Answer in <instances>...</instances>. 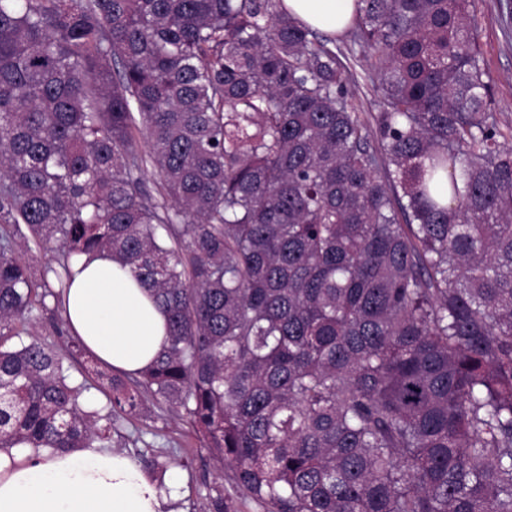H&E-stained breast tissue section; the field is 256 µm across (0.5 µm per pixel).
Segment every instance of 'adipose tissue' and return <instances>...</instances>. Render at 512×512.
Here are the masks:
<instances>
[{
  "mask_svg": "<svg viewBox=\"0 0 512 512\" xmlns=\"http://www.w3.org/2000/svg\"><path fill=\"white\" fill-rule=\"evenodd\" d=\"M355 0H282L313 29L347 27ZM62 311L74 336L104 364L134 373L150 366L167 344V318L130 268L94 253L70 265ZM142 467L103 448H0V512H175Z\"/></svg>",
  "mask_w": 512,
  "mask_h": 512,
  "instance_id": "ef3b65f1",
  "label": "adipose tissue"
}]
</instances>
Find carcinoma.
Returning <instances> with one entry per match:
<instances>
[{"label": "carcinoma", "mask_w": 512, "mask_h": 512, "mask_svg": "<svg viewBox=\"0 0 512 512\" xmlns=\"http://www.w3.org/2000/svg\"><path fill=\"white\" fill-rule=\"evenodd\" d=\"M472 3L356 0L365 114L282 0H0V448L104 447L150 396L264 512H512V126ZM97 251L168 328L104 416L9 345Z\"/></svg>", "instance_id": "obj_1"}]
</instances>
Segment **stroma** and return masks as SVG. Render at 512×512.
<instances>
[{"label":"stroma","instance_id":"1","mask_svg":"<svg viewBox=\"0 0 512 512\" xmlns=\"http://www.w3.org/2000/svg\"><path fill=\"white\" fill-rule=\"evenodd\" d=\"M508 12L512 13V0H475V37L491 84V109L505 124L512 122V32H504L502 24V17ZM350 45V31L336 34L333 48L341 63L350 66L355 74V103L361 111H378L381 99L364 67L353 61ZM29 332L64 355L71 380L88 382L85 399L90 407H106L115 372L102 364L97 374H86L88 356L70 354L72 335L53 299H46ZM110 446L161 477L164 490L177 491L182 512H202L209 489L215 485L223 486L224 499L233 504L236 512H263L236 486L231 470L220 468L199 435L168 405L145 400L140 414L113 433Z\"/></svg>","mask_w":512,"mask_h":512}]
</instances>
